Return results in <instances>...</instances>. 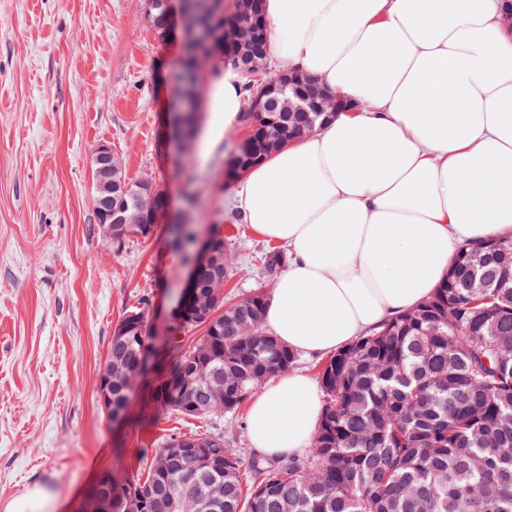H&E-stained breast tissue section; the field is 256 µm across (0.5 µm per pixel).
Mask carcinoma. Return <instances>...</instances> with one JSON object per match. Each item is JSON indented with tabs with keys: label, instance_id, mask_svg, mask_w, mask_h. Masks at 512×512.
<instances>
[{
	"label": "carcinoma",
	"instance_id": "cac0c4a2",
	"mask_svg": "<svg viewBox=\"0 0 512 512\" xmlns=\"http://www.w3.org/2000/svg\"><path fill=\"white\" fill-rule=\"evenodd\" d=\"M277 146L294 139L298 115L273 112ZM118 177L128 206L151 214L159 201ZM195 225L181 224L169 241L192 261ZM480 241L461 246L447 278L413 310L359 338L321 366L324 408L306 457L245 461L224 437L213 464L199 473L198 493L220 490L213 512H512V244ZM493 282L494 302L475 311L465 284L474 272ZM266 293L257 291L217 314L191 350L173 329L141 419L159 411L211 417L235 411L265 379L289 370L295 353L266 332ZM456 310L448 321V303ZM112 338V359L134 369L145 342L139 323L125 317ZM209 365L195 379L191 358ZM184 396L169 394L175 379ZM192 402L195 410L185 408ZM185 436L161 439L146 479L128 473L112 480V512H159L173 499L177 512H197L180 471L189 463L168 451Z\"/></svg>",
	"mask_w": 512,
	"mask_h": 512
}]
</instances>
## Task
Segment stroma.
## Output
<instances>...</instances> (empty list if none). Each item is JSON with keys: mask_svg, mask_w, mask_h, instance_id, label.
<instances>
[{"mask_svg": "<svg viewBox=\"0 0 512 512\" xmlns=\"http://www.w3.org/2000/svg\"><path fill=\"white\" fill-rule=\"evenodd\" d=\"M145 9V0H0V510L42 485L60 512H79L103 473L147 468L172 432L220 429L242 456L253 454L245 407L142 423L144 378L116 424L98 399L96 378L126 311L144 307L154 337L176 304L188 267L168 246L172 221L223 236L226 303L276 282L262 260L271 243L228 207L234 147L211 144L207 113L185 146L194 181L173 177L175 157L162 145L182 36L159 39ZM102 142L128 179L150 178L171 194L168 221L119 252L91 205ZM189 194L199 201L192 210Z\"/></svg>", "mask_w": 512, "mask_h": 512, "instance_id": "35a3bbf8", "label": "stroma"}]
</instances>
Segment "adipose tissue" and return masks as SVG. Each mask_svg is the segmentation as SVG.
Instances as JSON below:
<instances>
[{"mask_svg": "<svg viewBox=\"0 0 512 512\" xmlns=\"http://www.w3.org/2000/svg\"><path fill=\"white\" fill-rule=\"evenodd\" d=\"M267 57L347 102L249 168L230 195L287 249L264 324L289 349L335 354L445 278L462 244L512 233V6L507 0H263ZM243 77L209 91L211 139L243 135ZM322 412L302 371L251 395L266 458L311 444Z\"/></svg>", "mask_w": 512, "mask_h": 512, "instance_id": "1", "label": "adipose tissue"}]
</instances>
